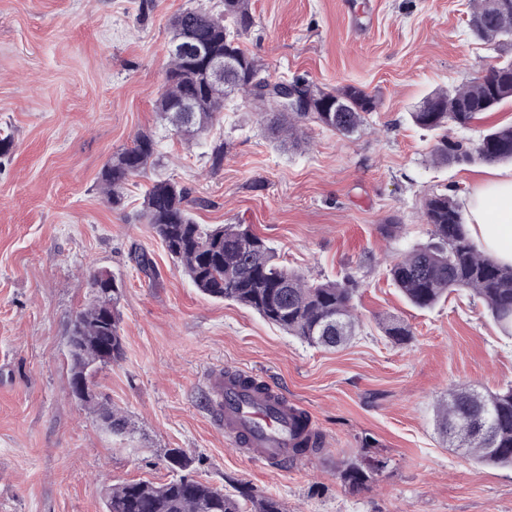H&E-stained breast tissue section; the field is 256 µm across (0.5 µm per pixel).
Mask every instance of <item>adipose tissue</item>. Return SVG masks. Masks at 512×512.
<instances>
[{"label":"adipose tissue","mask_w":512,"mask_h":512,"mask_svg":"<svg viewBox=\"0 0 512 512\" xmlns=\"http://www.w3.org/2000/svg\"><path fill=\"white\" fill-rule=\"evenodd\" d=\"M466 208L477 247L497 262L512 265V169L488 168Z\"/></svg>","instance_id":"1"}]
</instances>
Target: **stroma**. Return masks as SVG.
<instances>
[{
	"instance_id": "stroma-1",
	"label": "stroma",
	"mask_w": 512,
	"mask_h": 512,
	"mask_svg": "<svg viewBox=\"0 0 512 512\" xmlns=\"http://www.w3.org/2000/svg\"><path fill=\"white\" fill-rule=\"evenodd\" d=\"M197 0H0V512H105L107 486L171 478V450L196 479L236 495L272 496L288 512H512V468L462 457L434 408L456 383L512 382V339L470 292L431 310L408 304L389 261L426 242L427 198H462L484 165H436V132L410 113L439 89L512 59V43L469 29L470 0H250L245 50L269 81L328 90L355 85L379 102L363 130L307 126L297 150L268 141L249 104L227 100L224 162L154 109L165 82L171 19ZM159 138L157 177L187 188L200 224H248L278 260L314 280L354 276L361 326L336 350L308 345L229 300L201 294L145 224L148 178L115 209L99 172L138 132ZM398 224L394 238L382 225ZM152 260L145 275L134 251ZM110 272L122 360L93 379L125 415L112 432L74 396L67 336L89 300L88 275ZM409 324L391 344L376 318ZM255 375L306 410L327 451L274 468L237 453L218 415L212 372ZM387 466L351 492L344 464Z\"/></svg>"
}]
</instances>
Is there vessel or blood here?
Masks as SVG:
<instances>
[{
    "mask_svg": "<svg viewBox=\"0 0 512 512\" xmlns=\"http://www.w3.org/2000/svg\"><path fill=\"white\" fill-rule=\"evenodd\" d=\"M224 391V435L234 449L251 459L281 464L298 441V406L274 390L242 386L227 374L212 375Z\"/></svg>",
    "mask_w": 512,
    "mask_h": 512,
    "instance_id": "b4317fda",
    "label": "vessel or blood"
}]
</instances>
